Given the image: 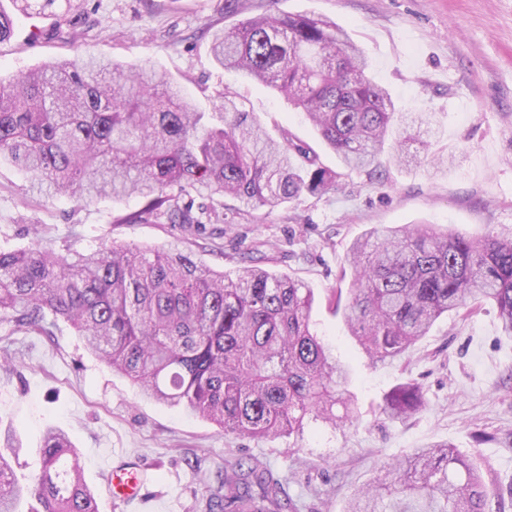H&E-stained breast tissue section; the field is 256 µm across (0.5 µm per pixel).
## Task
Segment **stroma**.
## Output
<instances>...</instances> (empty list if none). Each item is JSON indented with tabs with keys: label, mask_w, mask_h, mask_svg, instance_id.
I'll list each match as a JSON object with an SVG mask.
<instances>
[{
	"label": "stroma",
	"mask_w": 512,
	"mask_h": 512,
	"mask_svg": "<svg viewBox=\"0 0 512 512\" xmlns=\"http://www.w3.org/2000/svg\"><path fill=\"white\" fill-rule=\"evenodd\" d=\"M223 6L224 0H85L60 37L55 16L29 18L11 0H0L13 20L10 40L0 44V79L74 57L79 46L124 64L147 60L180 82L200 110L211 111L219 91H234L272 136L289 130L323 166L340 170L303 113L270 89L214 66L202 26L235 24ZM275 8L343 26L364 48L370 76L399 105L437 113L444 151L466 155L440 172L426 162L400 166L386 153L381 177L340 170L336 191L206 227L215 247L201 258L211 267L238 269L253 241L263 239L274 248L272 271L313 288L314 328L354 372L358 420L342 434L308 432L296 451L284 438H238L142 396L125 375L87 352L68 324L51 336L2 325L14 363L0 360V436H15L22 446L15 470L35 475L43 433L58 427L79 452L98 512H196L204 482H215L236 449L283 477L298 512H342L386 462L449 443L476 460L493 500L512 512V337L502 334L495 306L481 304L465 322L443 318L401 362L373 367L328 301L333 288H350L339 280L340 268L350 244L371 228L432 224L476 236L492 224L512 225V0H277ZM72 34L78 46L69 44ZM25 194L23 177L1 164V251L29 246L39 231L60 246L74 228L83 248L114 240L157 250L195 238L179 224L113 223V216L137 209L134 200L63 199L34 207L25 205ZM406 379L423 386L425 406L406 421H390L380 410L382 398ZM478 431L491 441L476 443ZM125 460L148 476L144 501L128 507L110 498L104 479L113 462Z\"/></svg>",
	"instance_id": "obj_1"
}]
</instances>
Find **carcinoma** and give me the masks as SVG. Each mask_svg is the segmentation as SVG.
Here are the masks:
<instances>
[{
  "instance_id": "cac0c4a2",
  "label": "carcinoma",
  "mask_w": 512,
  "mask_h": 512,
  "mask_svg": "<svg viewBox=\"0 0 512 512\" xmlns=\"http://www.w3.org/2000/svg\"><path fill=\"white\" fill-rule=\"evenodd\" d=\"M57 0H25L41 15ZM214 63L283 95L303 112L340 164L377 171L393 142L410 166L401 134L430 149L434 113L397 109L368 75L365 51L325 17L270 9L230 29L205 26ZM0 161L22 173L43 200L135 197L139 207L114 224H182L196 233L235 216L336 190L339 174L322 166L287 131L270 136L243 97L224 90L216 112L191 98L147 61L123 65L89 55L0 81ZM239 206L224 213V198ZM201 203H196V200ZM72 232L63 251L37 240L0 251V324L53 334L75 328L86 348L127 375L142 393L182 407L224 434L288 437L313 426L332 433L358 416L353 374L312 331L313 289L263 265L259 241L251 265L217 271L186 248L103 243L79 249ZM352 286L331 301L371 364H394L443 315L461 321L476 304L496 305L512 336V227L481 237L431 224L370 229L350 246ZM425 405L415 380L381 405L404 420ZM40 472L19 480L0 452V512H98L78 453L58 428L45 431ZM203 512H293L280 477L261 461H224L208 486ZM346 512H502L490 509L481 469L447 443L419 448L370 481Z\"/></svg>"
}]
</instances>
